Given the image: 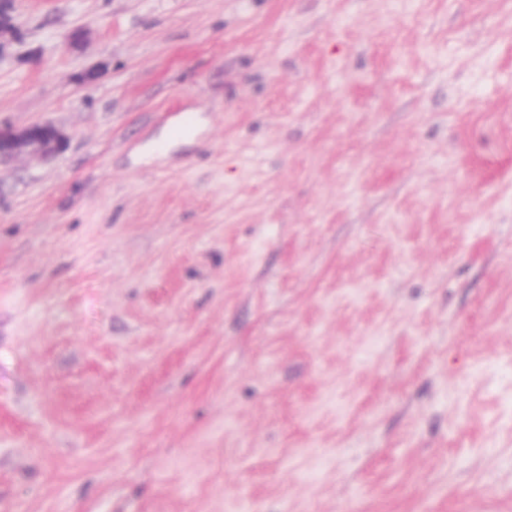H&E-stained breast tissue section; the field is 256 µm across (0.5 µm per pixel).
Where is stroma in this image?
<instances>
[{
  "mask_svg": "<svg viewBox=\"0 0 512 512\" xmlns=\"http://www.w3.org/2000/svg\"><path fill=\"white\" fill-rule=\"evenodd\" d=\"M0 512H512V0H9ZM64 136L52 124L40 123L24 128L0 127V157L13 158L21 154L52 157L63 147Z\"/></svg>",
  "mask_w": 512,
  "mask_h": 512,
  "instance_id": "1",
  "label": "stroma"
}]
</instances>
